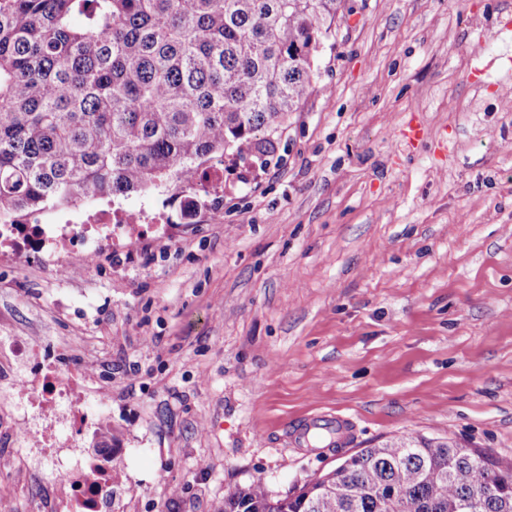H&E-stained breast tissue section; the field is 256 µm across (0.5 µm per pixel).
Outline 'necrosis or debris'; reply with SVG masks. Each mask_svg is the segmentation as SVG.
Returning a JSON list of instances; mask_svg holds the SVG:
<instances>
[{"label": "necrosis or debris", "instance_id": "necrosis-or-debris-1", "mask_svg": "<svg viewBox=\"0 0 512 512\" xmlns=\"http://www.w3.org/2000/svg\"><path fill=\"white\" fill-rule=\"evenodd\" d=\"M129 224L123 213L102 209L89 215L85 225L74 228L65 217H55L47 225L0 226V239L21 250L67 251L69 264L92 262L103 241L124 232ZM11 364L0 369V381L12 384L18 405L40 403L54 407L49 423L31 428L29 419L0 417V437L19 439L38 433L39 456L46 461L52 484L46 512H112V485L122 465L119 455L76 461L72 448L82 438L95 433L101 416L87 410L85 398L76 388L78 370L62 365L49 366L35 360L30 340L13 338L0 344Z\"/></svg>", "mask_w": 512, "mask_h": 512}]
</instances>
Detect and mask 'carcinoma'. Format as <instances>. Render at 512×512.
Segmentation results:
<instances>
[{
	"instance_id": "carcinoma-1",
	"label": "carcinoma",
	"mask_w": 512,
	"mask_h": 512,
	"mask_svg": "<svg viewBox=\"0 0 512 512\" xmlns=\"http://www.w3.org/2000/svg\"><path fill=\"white\" fill-rule=\"evenodd\" d=\"M342 2L0 0V224L193 190L225 156L265 153L312 90ZM461 499L512 512V459L403 437L293 496L256 475L224 512H454Z\"/></svg>"
}]
</instances>
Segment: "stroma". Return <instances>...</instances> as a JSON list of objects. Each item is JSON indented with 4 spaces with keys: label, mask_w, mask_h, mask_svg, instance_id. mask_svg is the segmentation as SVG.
Masks as SVG:
<instances>
[{
    "label": "stroma",
    "mask_w": 512,
    "mask_h": 512,
    "mask_svg": "<svg viewBox=\"0 0 512 512\" xmlns=\"http://www.w3.org/2000/svg\"><path fill=\"white\" fill-rule=\"evenodd\" d=\"M264 167L93 264L0 243V336L85 373L121 512H224L395 437L512 458V0H346ZM420 126L411 141L405 133ZM40 479L0 467L12 512Z\"/></svg>",
    "instance_id": "obj_1"
}]
</instances>
